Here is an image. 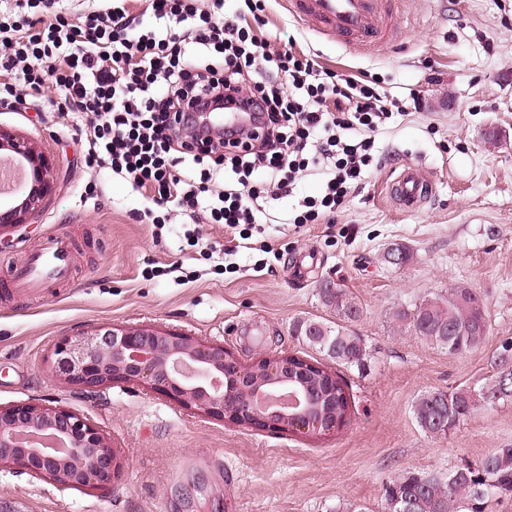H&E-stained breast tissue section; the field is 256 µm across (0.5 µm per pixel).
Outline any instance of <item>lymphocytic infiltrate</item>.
<instances>
[{"label": "lymphocytic infiltrate", "mask_w": 512, "mask_h": 512, "mask_svg": "<svg viewBox=\"0 0 512 512\" xmlns=\"http://www.w3.org/2000/svg\"><path fill=\"white\" fill-rule=\"evenodd\" d=\"M267 0H103L75 15L56 0H11L0 16V109L59 97L60 115L88 132L85 164L123 178L144 205L133 218L235 228L262 222L260 198L292 197L308 171L323 193L288 221L332 224L376 158L393 112L378 80L321 66L262 38ZM250 106L244 122L207 135L192 112Z\"/></svg>", "instance_id": "1"}]
</instances>
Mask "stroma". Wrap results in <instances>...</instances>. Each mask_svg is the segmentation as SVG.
<instances>
[{
  "instance_id": "stroma-1",
  "label": "stroma",
  "mask_w": 512,
  "mask_h": 512,
  "mask_svg": "<svg viewBox=\"0 0 512 512\" xmlns=\"http://www.w3.org/2000/svg\"><path fill=\"white\" fill-rule=\"evenodd\" d=\"M264 37L317 53L351 76L370 73L388 99L419 92L420 110L394 116L376 138L381 158L332 224L288 223V201L266 203L268 252L239 233L173 217L156 228L131 217L139 197L109 170L91 174L85 145L46 103L0 111V128L27 137L53 162L57 190L19 230L0 232V290L47 236L68 229L74 264L52 296L0 299V404L29 398L88 415L113 447L120 473L110 491H62L0 469V512H328L341 505L382 512L386 482L404 470L445 471L512 446V401L478 408L447 437L427 435L413 404L423 393L477 386L512 340V0H395L391 43L355 47L328 39L269 0ZM407 165L430 191L413 212L385 183ZM99 194L87 198L89 181ZM229 250L217 273L209 244ZM411 252L387 263L391 246ZM337 283L361 307L354 331L369 348L365 368H341L351 412L336 433L301 437L234 426L140 384L96 395L47 373L61 337L100 324L146 325L224 345L245 363L317 351L294 322L335 323L318 294ZM478 292L485 344L460 357L395 327L394 309L451 288Z\"/></svg>"
}]
</instances>
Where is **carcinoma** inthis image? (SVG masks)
Masks as SVG:
<instances>
[{
  "instance_id": "carcinoma-1",
  "label": "carcinoma",
  "mask_w": 512,
  "mask_h": 512,
  "mask_svg": "<svg viewBox=\"0 0 512 512\" xmlns=\"http://www.w3.org/2000/svg\"><path fill=\"white\" fill-rule=\"evenodd\" d=\"M323 304L336 311L332 327L308 318L293 324L292 333L304 345L338 364L361 366L369 356L365 340L347 325L362 315L360 306L342 288H319ZM393 320L429 340L451 356L480 348L488 334L482 296L467 288L424 298L392 312ZM307 384L320 395L319 413L340 424L349 411L348 394L341 377L321 362L315 363ZM489 393L501 401L512 399V341L501 345L494 359V373L479 387L454 391H428L415 401L413 415L429 435L460 426L477 408L474 396ZM512 494V446L496 448L475 463L462 462L446 472L405 470L384 486L383 512H485L494 498Z\"/></svg>"
}]
</instances>
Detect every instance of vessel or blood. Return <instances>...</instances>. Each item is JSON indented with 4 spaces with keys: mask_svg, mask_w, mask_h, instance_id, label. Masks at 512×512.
Here are the masks:
<instances>
[{
    "mask_svg": "<svg viewBox=\"0 0 512 512\" xmlns=\"http://www.w3.org/2000/svg\"><path fill=\"white\" fill-rule=\"evenodd\" d=\"M390 0H288V11L327 38L345 37L353 44L388 40L385 19ZM387 194L406 210H415L427 191L418 167L408 166L387 184ZM71 243L67 235L47 238L27 260L15 268L12 283L22 291L65 281L69 276Z\"/></svg>",
    "mask_w": 512,
    "mask_h": 512,
    "instance_id": "vessel-or-blood-1",
    "label": "vessel or blood"
}]
</instances>
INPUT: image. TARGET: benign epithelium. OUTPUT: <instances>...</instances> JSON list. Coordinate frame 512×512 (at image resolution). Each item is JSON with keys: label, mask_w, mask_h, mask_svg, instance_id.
<instances>
[{"label": "benign epithelium", "mask_w": 512, "mask_h": 512, "mask_svg": "<svg viewBox=\"0 0 512 512\" xmlns=\"http://www.w3.org/2000/svg\"><path fill=\"white\" fill-rule=\"evenodd\" d=\"M0 149L24 161L30 182L20 203L0 207L1 232L26 224L55 182L50 158L28 139L0 130ZM48 372L82 394L137 383L234 425L274 426L302 436L336 431V423L300 409L296 391L261 392L266 381L291 386L304 379L288 356L244 364L222 345L151 325H98L64 336L54 347ZM4 467L78 491L105 489L118 473L116 449L89 418L36 399L0 405Z\"/></svg>", "instance_id": "benign-epithelium-1"}]
</instances>
